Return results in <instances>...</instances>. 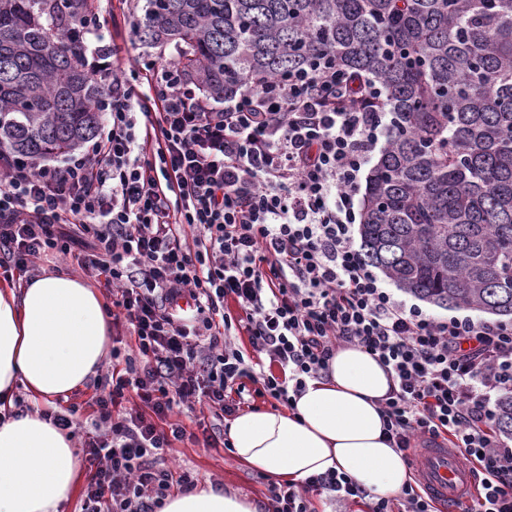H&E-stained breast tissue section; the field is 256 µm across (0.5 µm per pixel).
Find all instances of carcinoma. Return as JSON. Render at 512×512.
Masks as SVG:
<instances>
[{
    "label": "carcinoma",
    "mask_w": 512,
    "mask_h": 512,
    "mask_svg": "<svg viewBox=\"0 0 512 512\" xmlns=\"http://www.w3.org/2000/svg\"><path fill=\"white\" fill-rule=\"evenodd\" d=\"M72 0H0V148L71 152L102 93L59 29ZM137 37L167 42L216 99L318 56L385 87L392 132L363 198L366 261L429 303L512 316V0H147ZM496 430L512 438V394Z\"/></svg>",
    "instance_id": "carcinoma-1"
}]
</instances>
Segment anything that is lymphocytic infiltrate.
<instances>
[{"label":"lymphocytic infiltrate","instance_id":"1","mask_svg":"<svg viewBox=\"0 0 512 512\" xmlns=\"http://www.w3.org/2000/svg\"><path fill=\"white\" fill-rule=\"evenodd\" d=\"M99 13L74 10L88 74L105 87L101 134L56 165L0 150V268L31 274L48 254L74 256L112 291L127 342L112 348L88 405L89 473L82 512H158L191 472L161 467L186 437L208 447L216 420L247 396L292 406L307 379L358 345L394 385L382 407L391 445L458 449L480 484L463 512H512V445L496 432L497 398L512 393V323L435 318L398 299L355 241L364 170L389 135L376 109L323 60L251 81L216 105L175 61L119 63ZM436 512L420 486L369 499L336 471L272 487L268 512Z\"/></svg>","mask_w":512,"mask_h":512}]
</instances>
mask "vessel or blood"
<instances>
[{
	"mask_svg": "<svg viewBox=\"0 0 512 512\" xmlns=\"http://www.w3.org/2000/svg\"><path fill=\"white\" fill-rule=\"evenodd\" d=\"M410 462L438 512H462L476 486L471 464L456 450L445 447L421 449Z\"/></svg>",
	"mask_w": 512,
	"mask_h": 512,
	"instance_id": "vessel-or-blood-1",
	"label": "vessel or blood"
}]
</instances>
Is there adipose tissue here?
Returning a JSON list of instances; mask_svg holds the SVG:
<instances>
[{
	"mask_svg": "<svg viewBox=\"0 0 512 512\" xmlns=\"http://www.w3.org/2000/svg\"><path fill=\"white\" fill-rule=\"evenodd\" d=\"M101 296L74 274L0 282V512H60L73 496V441L40 411L13 414L16 389L48 402L84 388L110 348ZM392 380L363 348H340L325 379L308 382L293 407L249 410L229 425L236 459L276 483L333 469L380 497L412 477L384 436L381 402ZM160 512H262L255 498L213 485L168 497Z\"/></svg>",
	"mask_w": 512,
	"mask_h": 512,
	"instance_id": "1",
	"label": "adipose tissue"
}]
</instances>
